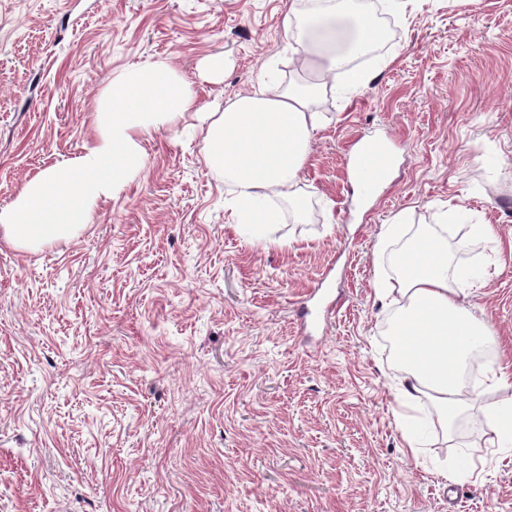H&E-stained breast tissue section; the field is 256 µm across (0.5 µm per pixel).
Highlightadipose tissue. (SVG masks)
<instances>
[{
    "mask_svg": "<svg viewBox=\"0 0 512 512\" xmlns=\"http://www.w3.org/2000/svg\"><path fill=\"white\" fill-rule=\"evenodd\" d=\"M292 38L312 56L315 82L259 84L238 94L223 111L201 112L191 82L170 63L157 61L113 77L95 114V135L83 152L47 168L22 186L0 209V231L17 246L36 250L72 240L90 223L98 204L120 192L146 170L145 136L196 117L205 130L203 163L232 188V213L240 226L278 223L280 211L265 201L279 199L289 212L304 209L299 174L308 162L320 126L316 110L325 81L335 78L349 90L367 85L369 73L353 66L379 38L369 16L354 0H321L319 7L294 15ZM401 238V261L380 293L393 307L389 334L404 366L405 400L428 395L440 417L455 427L470 408L469 358L479 346H495L487 322L462 302L448 241L484 238L488 227L458 230L437 224Z\"/></svg>",
    "mask_w": 512,
    "mask_h": 512,
    "instance_id": "obj_1",
    "label": "adipose tissue"
}]
</instances>
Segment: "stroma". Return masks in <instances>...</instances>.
Returning a JSON list of instances; mask_svg holds the SVG:
<instances>
[{
    "label": "stroma",
    "instance_id": "35a3bbf8",
    "mask_svg": "<svg viewBox=\"0 0 512 512\" xmlns=\"http://www.w3.org/2000/svg\"><path fill=\"white\" fill-rule=\"evenodd\" d=\"M305 0H0V208L82 152L114 75L158 59L204 110L259 79L313 78L284 20ZM383 13L359 94H325L301 222L236 230L198 128L144 143V176L67 242L0 234V512H512V451L476 386L454 433L402 434L394 218L486 224L465 300L512 360V0H368ZM223 55L220 82L203 62ZM392 138L371 199L358 141ZM339 302L329 320L297 311ZM477 466L456 506L440 469ZM499 407L495 403L486 405L484 412L488 421L490 433V447L510 448L512 446V424L506 425L499 420Z\"/></svg>",
    "mask_w": 512,
    "mask_h": 512
}]
</instances>
